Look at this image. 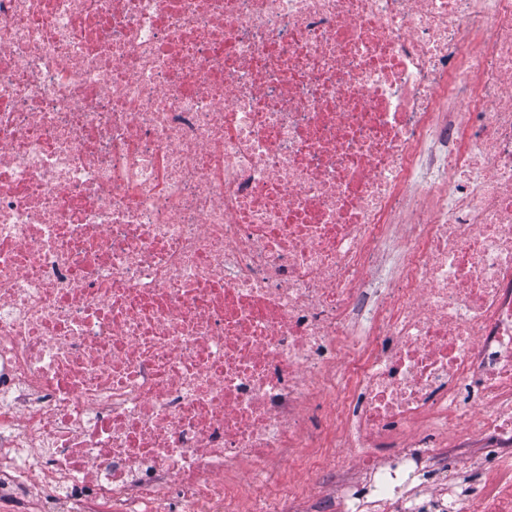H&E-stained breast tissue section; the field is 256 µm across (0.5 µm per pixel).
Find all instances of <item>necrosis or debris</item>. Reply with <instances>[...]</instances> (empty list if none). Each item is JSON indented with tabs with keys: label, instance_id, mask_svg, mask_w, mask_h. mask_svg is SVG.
<instances>
[{
	"label": "necrosis or debris",
	"instance_id": "4bbe7bcc",
	"mask_svg": "<svg viewBox=\"0 0 512 512\" xmlns=\"http://www.w3.org/2000/svg\"><path fill=\"white\" fill-rule=\"evenodd\" d=\"M34 478L512 512V0H0V507Z\"/></svg>",
	"mask_w": 512,
	"mask_h": 512
}]
</instances>
